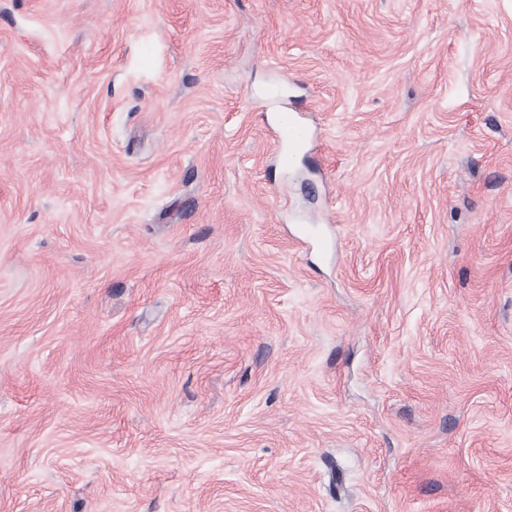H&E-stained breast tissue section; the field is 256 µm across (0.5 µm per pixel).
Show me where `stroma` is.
I'll return each instance as SVG.
<instances>
[{
	"label": "stroma",
	"mask_w": 512,
	"mask_h": 512,
	"mask_svg": "<svg viewBox=\"0 0 512 512\" xmlns=\"http://www.w3.org/2000/svg\"><path fill=\"white\" fill-rule=\"evenodd\" d=\"M0 512H512V0H0ZM274 133L275 158L278 165L287 167L307 143L309 133L294 113H278Z\"/></svg>",
	"instance_id": "stroma-1"
}]
</instances>
